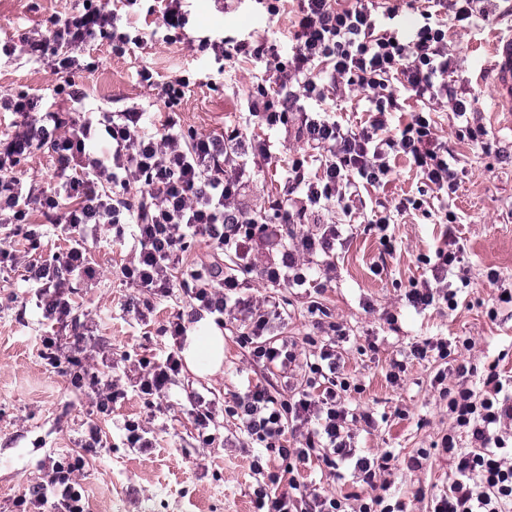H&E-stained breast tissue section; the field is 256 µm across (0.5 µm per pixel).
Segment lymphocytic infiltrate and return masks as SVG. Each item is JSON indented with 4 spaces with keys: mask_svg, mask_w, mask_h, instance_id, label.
Returning a JSON list of instances; mask_svg holds the SVG:
<instances>
[{
    "mask_svg": "<svg viewBox=\"0 0 512 512\" xmlns=\"http://www.w3.org/2000/svg\"><path fill=\"white\" fill-rule=\"evenodd\" d=\"M183 2L153 0L147 8L155 17L152 37L165 43L181 39L189 23ZM296 2L294 46L289 55H282L277 41L265 36L204 38L197 45L199 53L210 55L218 64L240 56L264 65L269 82L252 91L249 113L270 129L287 125L299 102H324L337 85L358 87L363 94L370 114L365 127H345L327 115L302 116L297 133L312 148L318 171L308 174L303 161L293 160L281 196L271 207L270 223L260 226L247 217L240 179L229 176L227 170L247 156L272 161L271 143L246 141L236 126L218 136L178 127L173 114L189 86L185 77L161 82L150 69L139 71L141 84L158 90L169 112L152 136L142 133V115L137 111L105 112L70 123L59 110H39L37 99L28 94L7 100L6 109L22 114L24 120L9 141L0 142V227L5 230L0 236V265L17 264L18 239L36 241L31 213L66 225L73 235L65 253L25 265L26 280L36 290L44 320L72 321L69 282L96 273L88 246L92 228L103 226L113 239L131 241L135 257L122 269L126 282L160 296L173 288L172 274L182 268L183 254L194 238H207L216 248L233 252L236 271L185 270L194 283L193 299L201 309L220 315L239 288L240 275L254 270L250 242L255 232L276 243L285 236L293 239L280 262L259 271L261 278L304 286L307 258L331 255L341 235L337 225L320 223L321 209L359 185L384 186L392 173V157L407 158L432 191L454 189L456 174L448 145L434 138L433 119L426 108L447 101L461 122L458 138L476 143L487 138L485 128L465 123L475 106L458 93L454 62L448 54V27L441 20L450 13L456 21L472 22L485 12L480 0H409V8L419 13L421 22L406 40L389 26L398 9L384 0H355L351 5L341 0ZM117 21V13L87 2L57 20L50 37L25 38L26 52L36 59L52 56L54 71L70 75L80 67L72 54L74 47L103 37L110 39L113 55L121 57L141 45L142 35L119 29ZM404 92L422 102L424 109L413 113L396 133H388V115L402 111ZM101 139L109 141V155L87 150V143ZM37 143L52 149L60 169L57 181L40 191L28 188L17 174L18 165ZM41 343L48 360L70 364L75 387L95 391L98 413L111 414L113 404L126 397L117 381L82 368L75 357L84 344L80 329H73L66 344H58L53 336L42 337ZM180 365V348L171 346L161 361L142 373L136 384L139 393L163 397ZM348 388L339 375L334 351L324 348L310 365L306 389L298 394L281 400L258 384L239 399L234 414L243 432L277 449L285 462L283 471L269 473L270 490L258 491V512H293L295 499L282 490L283 478L297 465L307 464L319 448L327 465L354 460L362 482L373 485L370 462L354 458L346 441L349 413L341 394ZM448 411L453 423L442 446L453 463V480L433 512H512V459L502 454L512 438V385L488 371L482 391L463 382L450 390ZM291 420L304 430L298 448L282 444ZM464 438L469 441L465 449L460 446ZM84 466V455L60 457L44 481L30 490V503L41 512H86L82 487L75 478Z\"/></svg>",
    "mask_w": 512,
    "mask_h": 512,
    "instance_id": "obj_1",
    "label": "lymphocytic infiltrate"
}]
</instances>
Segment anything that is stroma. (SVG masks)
<instances>
[{
    "instance_id": "35a3bbf8",
    "label": "stroma",
    "mask_w": 512,
    "mask_h": 512,
    "mask_svg": "<svg viewBox=\"0 0 512 512\" xmlns=\"http://www.w3.org/2000/svg\"><path fill=\"white\" fill-rule=\"evenodd\" d=\"M73 6L74 0H0V41H16L22 32L48 35L54 20ZM187 6L191 25L181 42L165 45L149 38L150 28L140 18L135 25L147 40L125 57L113 56L105 40L75 49L82 68L74 79L86 93L89 111L151 110L157 95L137 77L147 66L164 79L189 78L178 114L184 128L210 134L244 123L247 97L264 81V71L237 60L216 68L196 56L193 45L225 34L284 41L294 14L287 10L269 16L257 0H188ZM511 28L512 0H493L488 19L476 25L448 24L456 85L462 96L477 98L471 123L485 127L491 142L485 150L458 141L452 112L446 104L437 105L433 132L455 157L454 192L434 198L410 162L400 157L383 188H359L322 209V222L344 227L332 258L335 271L313 270L315 284L307 288L272 285L256 272L241 275L240 304L224 313V365L215 375L200 377L181 369L165 396L151 403L134 391L140 361L160 359L173 343L171 336L159 333V326L189 312L193 301L186 288L174 287L169 296H151L154 310L140 319L134 309L140 293L122 274L131 252L112 244L101 231L91 249L95 278L72 284L75 315L88 328L81 360L89 372L111 376L128 393L110 415L92 416L91 389H73L60 369L40 355L42 337L67 338L70 327L42 322L22 267L1 272L0 512H17V500L42 480L53 461L81 453L83 423L90 417L100 426L106 446L88 456L77 475L87 512H257L255 492L267 476L253 471L252 462L257 457L277 460L278 453L248 438L229 409L250 381L269 384L271 394L280 399L303 389L311 359L303 338L319 322L338 323L344 331L336 341L341 371L351 384L344 405L358 416L350 425L358 455L377 464L374 495L400 505L403 512H432L435 498L448 490L452 470L441 446L451 424L441 388L456 387L455 369L462 363L474 366L470 382L477 387L493 362L502 374L512 376V303L501 302L486 281L494 269L512 289V129L502 115L490 111L492 86L484 78L491 41ZM62 80L51 60L36 63L19 50L0 58V95L28 93L53 109L59 105L54 88ZM295 131L292 125H247V136L270 139L279 151L270 163L247 165L242 203L253 218L268 214L270 203L279 197L289 161L303 157L308 172L317 168ZM405 197L424 198L425 209L393 213L388 233L395 251L389 254L367 221L379 204ZM448 210L457 217L450 238L439 222ZM449 241L455 242L460 257L448 273L449 284L458 285L463 276L470 282L459 294L458 308H413L406 291L411 282L431 279L424 260ZM273 306L280 316L271 321L267 340L294 344L295 359L284 368L256 361L240 341L248 329L249 309ZM492 308L497 311L493 319L487 315ZM455 337L472 339L473 348L445 361L434 354L424 360L411 354L414 343ZM396 360L404 363L405 371L394 383L388 374ZM441 370L447 377L439 383L435 376ZM191 389L210 403L213 440L207 445L199 442L188 413L186 393ZM364 413L369 421H361ZM128 419L144 425L150 449L123 445L120 427ZM296 479L302 491L341 499L346 512H359L370 497L349 465L334 469L316 459L300 466Z\"/></svg>"
}]
</instances>
